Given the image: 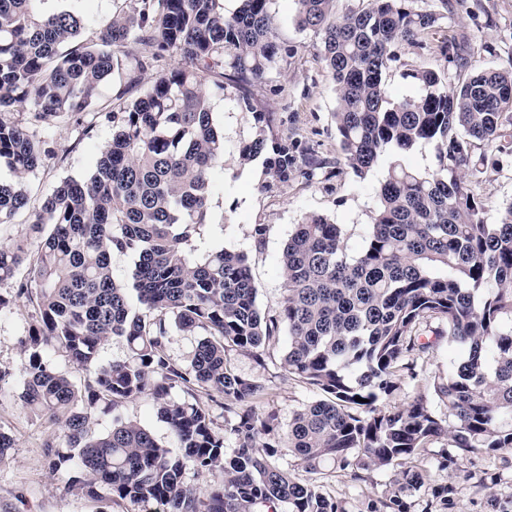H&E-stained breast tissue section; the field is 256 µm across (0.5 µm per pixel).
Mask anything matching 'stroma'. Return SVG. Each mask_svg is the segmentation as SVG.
Segmentation results:
<instances>
[{
  "instance_id": "stroma-1",
  "label": "stroma",
  "mask_w": 512,
  "mask_h": 512,
  "mask_svg": "<svg viewBox=\"0 0 512 512\" xmlns=\"http://www.w3.org/2000/svg\"><path fill=\"white\" fill-rule=\"evenodd\" d=\"M447 17L438 20L425 35L423 47L405 45L386 72L385 87L390 98L412 95L411 72L434 66L432 49L449 35L463 33L478 48L480 68L497 67L512 57V0H450ZM44 10H72L85 20L84 38H92L98 27L125 9L124 0H44ZM270 12L277 23L282 45L290 54L278 58L273 69L252 86L258 111L272 114V132L297 137L325 160L327 166L314 178H296L288 186L266 189L267 176L261 161L240 167L227 164L212 176L209 223L196 241L198 250L225 248L246 254L251 275L258 288L261 310L280 307L285 296L281 271L282 250L297 224L306 216H328L341 224L350 253H357L369 231L371 210L390 156L365 177H358L345 163L336 132L334 114L338 101L335 85L316 47L312 32L296 23L295 0H270ZM214 119L223 128L226 152H233L240 138L253 131V114L225 104L221 93L210 94ZM112 135V125L98 118L89 134L67 122L53 128L56 155L29 177L30 205L38 207L44 196L65 178L88 177L101 145ZM475 196L485 204V218L496 222L500 211L512 202V157L500 158L479 180L471 182ZM0 368L7 375L0 380V431L9 434L14 446L0 459V507L5 512H127L126 503L103 504L70 487L67 477L51 474L44 464L43 442L53 430L48 418L34 413L21 399V363L36 323V306L17 298L12 282L0 284ZM283 347H276L264 361L247 352H230L235 371L242 377L263 383L262 404L274 411L281 424H288L304 405L317 400L318 392L290 377L283 367ZM459 358L457 349L440 343L433 353L418 358L414 371H401L399 388L387 400L389 406H403L412 400L417 387L435 378H447ZM140 422L159 442L171 435L151 401L141 397L121 403L112 413H97L94 430L104 433L113 417ZM447 441L430 444L415 461L436 483L453 488L448 512H512V449L477 450L466 454L459 468L439 469L438 461L448 453ZM280 468L296 473L303 481L323 484L326 492L346 501L349 512H360L366 497L381 494L390 474L369 473L356 483L343 473L328 478L302 470L291 452H283Z\"/></svg>"
}]
</instances>
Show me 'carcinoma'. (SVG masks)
I'll return each mask as SVG.
<instances>
[{"instance_id":"obj_1","label":"carcinoma","mask_w":512,"mask_h":512,"mask_svg":"<svg viewBox=\"0 0 512 512\" xmlns=\"http://www.w3.org/2000/svg\"><path fill=\"white\" fill-rule=\"evenodd\" d=\"M42 0H0V224L30 203L28 177L55 156L51 128L74 122L87 133L104 115L116 129L92 174L62 180L31 213L36 247L0 246V283L17 270L15 296L36 303L38 325L22 363L21 401L62 423L43 448L49 472L71 474L87 498L125 502L132 512H347L343 501L300 482L276 460L291 452L310 473L339 471L354 482L392 471L363 512H410L425 488L451 504V489L409 465L445 437L462 454L512 448V202L498 222L467 188L487 169L488 154L512 155V59L450 88L445 65L473 67L475 51L452 36L433 49L435 66L411 74L414 95L390 98L383 74L402 45H421L441 12L414 0H366L336 11V0H296L297 24L321 36L319 56L336 85L334 113L347 165L363 176L389 150L432 144L437 167L395 161L380 185L371 231L358 253L341 226L323 215L297 225L281 256V307L261 312L247 258L214 248L191 255L208 224L210 175L224 167V132L215 124L205 79L235 89L255 131L240 140L238 162L263 158L269 185L310 179L325 162L288 136L267 134L271 119L253 105L250 86L282 53L270 0H130L81 39L84 19L46 12ZM151 48V60L180 57L135 99L101 101L100 84L124 70L122 49ZM23 105L28 121L11 119ZM136 259L132 283L117 281L112 254ZM431 318L445 328L424 336ZM288 330L284 367L323 398L298 411L288 429L261 407L266 387L237 374L227 353L257 360ZM202 333L185 365L170 357L172 332ZM113 336L129 349L102 363ZM447 339L460 350L445 383L418 390L403 407L383 401L397 373ZM67 354L86 372L82 383L48 360ZM183 398L175 400L172 390ZM453 422L437 416L429 393ZM224 411V430L199 394ZM146 397L174 445L139 422L114 420L92 432L94 409ZM192 469L204 489L184 483Z\"/></svg>"}]
</instances>
